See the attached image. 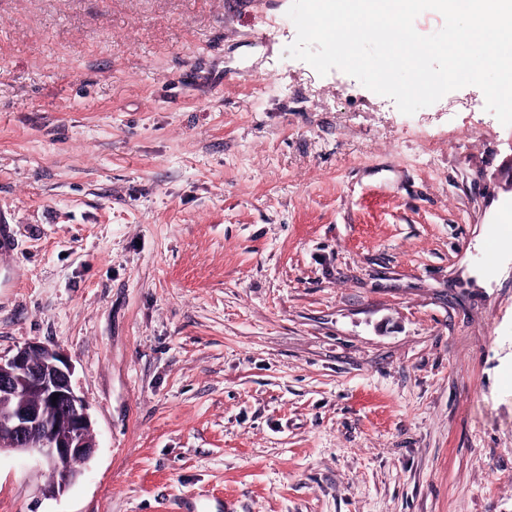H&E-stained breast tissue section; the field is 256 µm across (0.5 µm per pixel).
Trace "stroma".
Returning a JSON list of instances; mask_svg holds the SVG:
<instances>
[{"instance_id": "1", "label": "stroma", "mask_w": 512, "mask_h": 512, "mask_svg": "<svg viewBox=\"0 0 512 512\" xmlns=\"http://www.w3.org/2000/svg\"><path fill=\"white\" fill-rule=\"evenodd\" d=\"M291 0H0V354L98 448L0 512H512V126L291 58Z\"/></svg>"}]
</instances>
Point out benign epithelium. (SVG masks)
I'll return each mask as SVG.
<instances>
[{
  "label": "benign epithelium",
  "instance_id": "benign-epithelium-1",
  "mask_svg": "<svg viewBox=\"0 0 512 512\" xmlns=\"http://www.w3.org/2000/svg\"><path fill=\"white\" fill-rule=\"evenodd\" d=\"M72 374L60 350L39 342L0 355V452L28 453L47 461L59 473L45 489L51 497L77 478L66 465L74 459L89 461L97 448L87 406L72 387Z\"/></svg>",
  "mask_w": 512,
  "mask_h": 512
}]
</instances>
